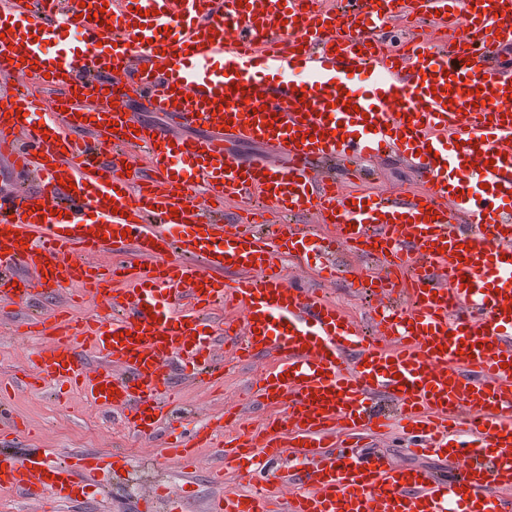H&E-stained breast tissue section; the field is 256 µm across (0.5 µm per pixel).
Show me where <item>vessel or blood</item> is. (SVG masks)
<instances>
[{
    "instance_id": "1",
    "label": "vessel or blood",
    "mask_w": 512,
    "mask_h": 512,
    "mask_svg": "<svg viewBox=\"0 0 512 512\" xmlns=\"http://www.w3.org/2000/svg\"><path fill=\"white\" fill-rule=\"evenodd\" d=\"M408 16L457 35L433 46L410 33L389 49L386 25ZM64 26L77 40L43 51ZM508 51L512 0H336L329 10L321 0H0V156L16 177L0 192V301L26 306L37 289L78 284L96 306L84 339L59 310L25 317L42 338L38 375L79 385L151 436L175 405L177 375L223 379L216 348L248 364L273 357L252 389L280 413L221 442L251 491L221 494L209 512H269L274 485L289 488L288 512H512ZM292 65L308 80L282 84ZM358 69L368 89L352 85ZM34 80L54 96L36 98ZM228 134L275 156L243 161ZM384 149L410 154L423 194L337 190L334 167ZM228 200L314 213L332 234L228 224ZM287 250L319 253L325 281L366 279L336 252L381 260L375 336L289 282L278 264ZM103 251L123 258L105 274L94 261ZM107 279L135 286L119 292ZM229 302L239 319H215ZM393 418L415 449L454 458V469L358 455L336 438ZM223 430L201 427L168 455L191 468ZM127 463L121 452L69 462L5 453L0 488L68 503Z\"/></svg>"
}]
</instances>
